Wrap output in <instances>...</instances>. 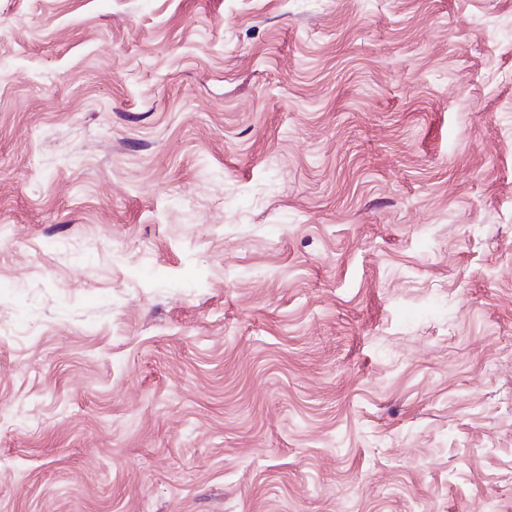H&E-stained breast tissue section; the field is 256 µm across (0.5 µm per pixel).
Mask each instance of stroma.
<instances>
[{"instance_id": "1", "label": "stroma", "mask_w": 512, "mask_h": 512, "mask_svg": "<svg viewBox=\"0 0 512 512\" xmlns=\"http://www.w3.org/2000/svg\"><path fill=\"white\" fill-rule=\"evenodd\" d=\"M0 512H512V0H0Z\"/></svg>"}]
</instances>
